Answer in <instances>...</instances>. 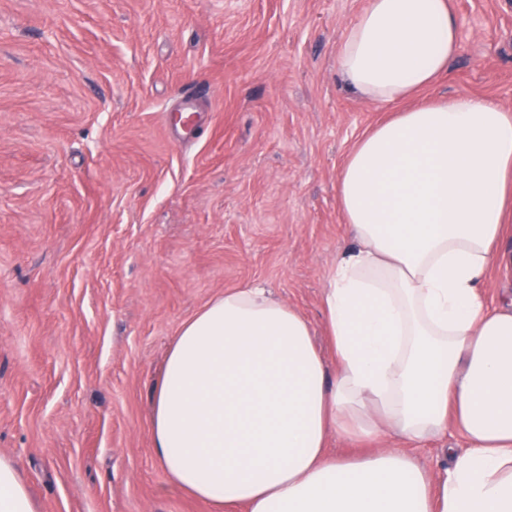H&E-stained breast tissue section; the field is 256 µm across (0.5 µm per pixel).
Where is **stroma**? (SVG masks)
Here are the masks:
<instances>
[{"label":"stroma","instance_id":"35a3bbf8","mask_svg":"<svg viewBox=\"0 0 512 512\" xmlns=\"http://www.w3.org/2000/svg\"><path fill=\"white\" fill-rule=\"evenodd\" d=\"M367 0H0V456L38 512H214L148 426L179 327L258 285L322 330L349 243L336 180L391 106L346 90ZM461 49L425 98L512 109V0H452ZM204 132L173 137L176 92Z\"/></svg>","mask_w":512,"mask_h":512}]
</instances>
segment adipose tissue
<instances>
[{"mask_svg":"<svg viewBox=\"0 0 512 512\" xmlns=\"http://www.w3.org/2000/svg\"><path fill=\"white\" fill-rule=\"evenodd\" d=\"M450 0H367L336 68L374 104L432 87L458 54ZM352 248L321 302L335 356L265 289L213 297L183 322L149 429L169 483L216 512H512V302L481 288L512 265V111L468 94L399 111L337 176ZM461 432L441 478L402 450ZM396 448L339 458L329 439ZM0 512H36L0 457Z\"/></svg>","mask_w":512,"mask_h":512,"instance_id":"adipose-tissue-1","label":"adipose tissue"}]
</instances>
